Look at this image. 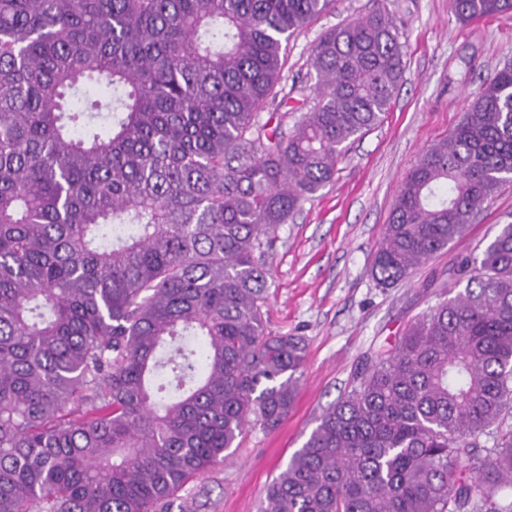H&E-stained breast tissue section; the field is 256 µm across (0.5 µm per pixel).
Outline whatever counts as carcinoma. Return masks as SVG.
Returning a JSON list of instances; mask_svg holds the SVG:
<instances>
[{
	"label": "carcinoma",
	"mask_w": 512,
	"mask_h": 512,
	"mask_svg": "<svg viewBox=\"0 0 512 512\" xmlns=\"http://www.w3.org/2000/svg\"><path fill=\"white\" fill-rule=\"evenodd\" d=\"M334 0H0V512H172L294 406L267 330L274 233L389 111L404 23L377 0L285 92ZM457 20L512 0H450ZM293 124H288V120ZM512 173V63L409 171L372 259L407 282ZM512 224L374 353L259 512H512ZM472 461L462 471V459ZM335 1L327 12L290 38L282 81L286 84V91H289L294 82L304 81L309 87L315 83V72L310 67L309 59L314 45L323 32L345 21L365 16L375 6V0Z\"/></svg>",
	"instance_id": "obj_1"
}]
</instances>
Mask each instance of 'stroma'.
<instances>
[{"label": "stroma", "mask_w": 512, "mask_h": 512, "mask_svg": "<svg viewBox=\"0 0 512 512\" xmlns=\"http://www.w3.org/2000/svg\"><path fill=\"white\" fill-rule=\"evenodd\" d=\"M375 0H334L294 34L285 84H314L310 55L326 30L365 16ZM405 22V74L381 123L351 142L332 183L276 231L267 328L304 337L307 347L293 410L273 431L248 428L224 463L180 493L189 512H258L267 485L287 465L323 413L344 397L374 350L394 343L437 301L462 258L480 254L512 222V182L487 203L467 234L434 255L407 283L383 289L372 256L389 210L411 167L448 137L484 77L512 61V12L459 23L449 0H392Z\"/></svg>", "instance_id": "stroma-1"}]
</instances>
